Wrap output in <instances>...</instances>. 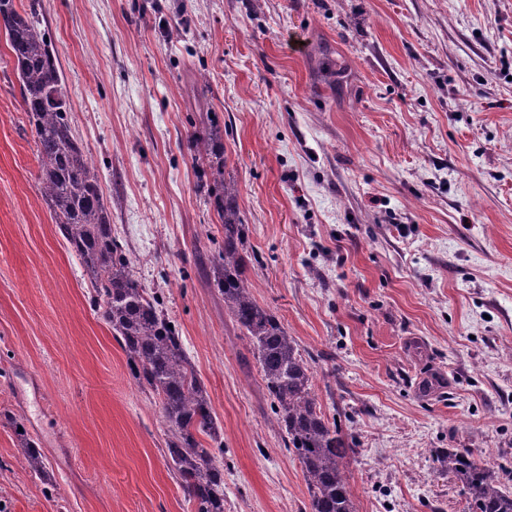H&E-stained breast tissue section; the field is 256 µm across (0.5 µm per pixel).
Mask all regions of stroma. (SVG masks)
Listing matches in <instances>:
<instances>
[{
  "label": "stroma",
  "instance_id": "35a3bbf8",
  "mask_svg": "<svg viewBox=\"0 0 512 512\" xmlns=\"http://www.w3.org/2000/svg\"><path fill=\"white\" fill-rule=\"evenodd\" d=\"M72 127L141 283L224 428V512H310L301 466L202 263L224 236L188 149L209 107L259 262L358 512H465L437 448L512 469V0H41ZM335 70V82L324 74ZM0 34V512H191L41 199ZM7 423L13 429L16 446L22 448V463L39 479L47 480L49 478V471L44 455L39 448H36L35 443L29 437L25 427L16 417L7 419ZM18 427H22L23 432H18Z\"/></svg>",
  "mask_w": 512,
  "mask_h": 512
}]
</instances>
